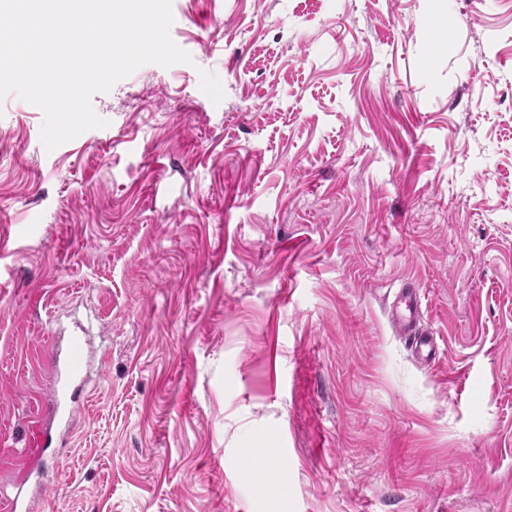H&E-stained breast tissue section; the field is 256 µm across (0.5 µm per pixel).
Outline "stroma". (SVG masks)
<instances>
[{"mask_svg": "<svg viewBox=\"0 0 512 512\" xmlns=\"http://www.w3.org/2000/svg\"><path fill=\"white\" fill-rule=\"evenodd\" d=\"M172 10L107 127L0 101V432L103 339L35 512H512V0ZM390 322L397 337L421 364L430 365L440 358V344L421 321L420 289L402 285L390 308Z\"/></svg>", "mask_w": 512, "mask_h": 512, "instance_id": "1", "label": "stroma"}]
</instances>
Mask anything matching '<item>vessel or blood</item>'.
<instances>
[{
    "mask_svg": "<svg viewBox=\"0 0 512 512\" xmlns=\"http://www.w3.org/2000/svg\"><path fill=\"white\" fill-rule=\"evenodd\" d=\"M390 322L397 337L412 356L430 365L440 355V345L433 332L421 321V294L411 284L402 285L390 308ZM87 339L84 332L69 336L66 343L51 339L46 354L51 385L41 408L25 436L21 456L24 479L39 485L50 484L56 474L58 460L50 449L66 440L75 422V405L88 384Z\"/></svg>",
    "mask_w": 512,
    "mask_h": 512,
    "instance_id": "b4317fda",
    "label": "vessel or blood"
}]
</instances>
